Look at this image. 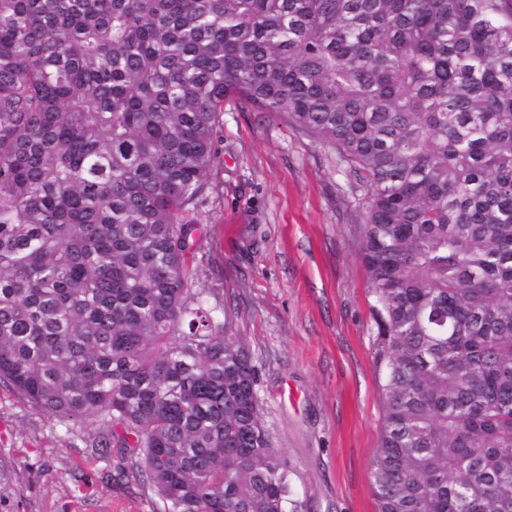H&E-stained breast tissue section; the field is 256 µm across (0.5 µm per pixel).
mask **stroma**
<instances>
[{
  "mask_svg": "<svg viewBox=\"0 0 512 512\" xmlns=\"http://www.w3.org/2000/svg\"><path fill=\"white\" fill-rule=\"evenodd\" d=\"M198 277L258 369L271 445L298 512H376L382 424L373 297L360 261L363 194L287 113L225 105ZM0 385V512H164L129 451Z\"/></svg>",
  "mask_w": 512,
  "mask_h": 512,
  "instance_id": "1",
  "label": "stroma"
}]
</instances>
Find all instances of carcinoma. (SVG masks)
Masks as SVG:
<instances>
[{"label":"carcinoma","instance_id":"obj_1","mask_svg":"<svg viewBox=\"0 0 512 512\" xmlns=\"http://www.w3.org/2000/svg\"><path fill=\"white\" fill-rule=\"evenodd\" d=\"M233 100L365 190L378 512H512V0H0V383L95 419L165 512H286L194 285Z\"/></svg>","mask_w":512,"mask_h":512}]
</instances>
